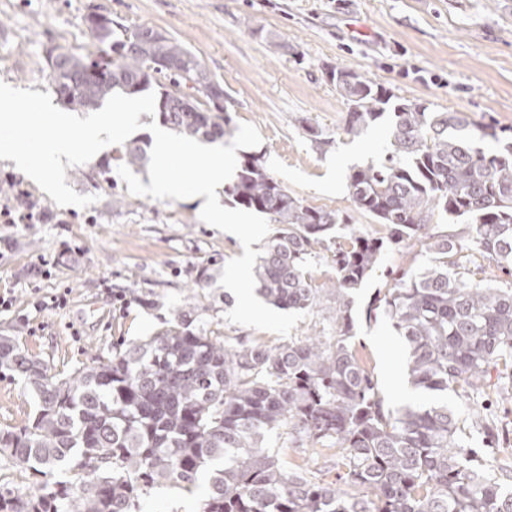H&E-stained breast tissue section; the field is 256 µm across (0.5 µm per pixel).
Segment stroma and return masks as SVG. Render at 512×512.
<instances>
[{
	"label": "stroma",
	"instance_id": "stroma-1",
	"mask_svg": "<svg viewBox=\"0 0 512 512\" xmlns=\"http://www.w3.org/2000/svg\"><path fill=\"white\" fill-rule=\"evenodd\" d=\"M99 12L128 27L167 31L200 59L233 101L234 123L258 127L253 147L268 174L309 205L349 215L358 230L379 225L355 211L346 190L351 167L377 159L386 131L360 138L343 132L346 102L329 80L336 68L355 71L400 99L469 122L494 124L512 135V0H0V81L50 91L46 56L56 45L79 56L107 59L85 18ZM320 126L325 143L312 142L306 125ZM123 146L106 147L66 171L77 193L94 204L61 207L12 166L0 161V207L17 208V190L33 211L51 221L0 223V334L66 373L111 354L161 328L172 309L188 302L205 311L222 336L269 344L281 336L228 323L219 278L242 256L238 239L200 219L198 202L156 201L129 194L117 173ZM420 254L389 251L383 269L356 292L351 343L373 375L384 405L398 410L429 402L411 385L405 347L385 317L368 318L377 292L389 288L387 269L410 270ZM66 294L62 307L53 296ZM499 436L467 442L484 467L509 474L512 490V399L490 394ZM35 399L17 376L0 373V429L19 427ZM207 490L152 491L140 512H198Z\"/></svg>",
	"mask_w": 512,
	"mask_h": 512
}]
</instances>
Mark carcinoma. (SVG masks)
I'll use <instances>...</instances> for the list:
<instances>
[{
  "label": "carcinoma",
  "mask_w": 512,
  "mask_h": 512,
  "mask_svg": "<svg viewBox=\"0 0 512 512\" xmlns=\"http://www.w3.org/2000/svg\"><path fill=\"white\" fill-rule=\"evenodd\" d=\"M88 24L112 60L57 47L50 80L63 105L94 111L165 71L173 89L156 101L164 125L209 143L233 136L231 98L205 92L207 72L179 40H140L143 26ZM159 60L170 66L153 68ZM331 80L348 104L346 136L387 120L381 156L352 167L346 182L354 209L385 235H363L341 211L289 194L251 155L225 192L274 226L254 269L267 303L319 307L324 286L311 267L330 261L333 335L231 342L198 326L201 309L187 303L154 335L59 378L0 336V372L21 377L36 398L27 424L0 429V456L11 476L42 477L28 494L0 486V512H135L151 489L190 492L204 475L200 512H512V492L473 465L464 439L493 433L480 400L512 383V281L494 274H512V138L455 112L394 101L349 70L331 71ZM487 136L500 144L494 153L478 146ZM124 158L135 168L148 162L136 141ZM435 217L467 220L474 234L430 236ZM411 241L424 261L375 297L368 314L389 318L414 386L432 401L387 412L350 342L353 294L390 249ZM450 392L465 416L448 408ZM273 438L283 448L336 449L346 488L288 469Z\"/></svg>",
  "instance_id": "cac0c4a2"
}]
</instances>
